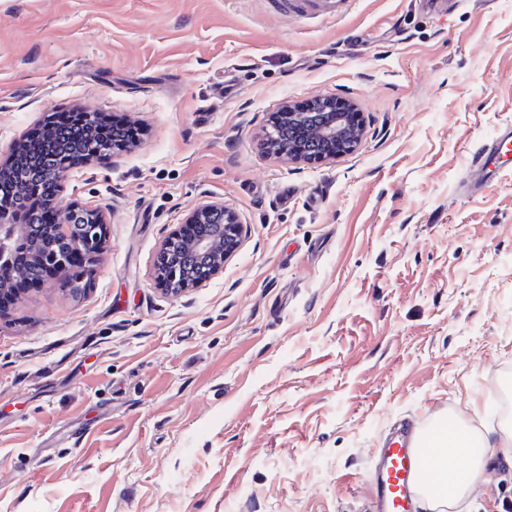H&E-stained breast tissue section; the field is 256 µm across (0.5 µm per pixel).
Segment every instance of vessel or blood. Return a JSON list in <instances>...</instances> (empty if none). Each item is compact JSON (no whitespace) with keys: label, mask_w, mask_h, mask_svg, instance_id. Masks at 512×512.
Returning <instances> with one entry per match:
<instances>
[{"label":"vessel or blood","mask_w":512,"mask_h":512,"mask_svg":"<svg viewBox=\"0 0 512 512\" xmlns=\"http://www.w3.org/2000/svg\"><path fill=\"white\" fill-rule=\"evenodd\" d=\"M349 0H276L273 11L284 17H329L345 10ZM512 151V129L496 141L476 148L467 170L466 186L476 192L499 180L507 170L503 162ZM378 464L371 474L376 512H414L416 498L432 465L433 450L423 435L404 429L401 438L382 445Z\"/></svg>","instance_id":"1"}]
</instances>
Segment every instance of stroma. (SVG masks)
<instances>
[{"label":"stroma","mask_w":512,"mask_h":512,"mask_svg":"<svg viewBox=\"0 0 512 512\" xmlns=\"http://www.w3.org/2000/svg\"><path fill=\"white\" fill-rule=\"evenodd\" d=\"M336 95L354 150L268 155L278 109ZM74 107L143 134L70 169L109 214L85 295L0 317V512H364L401 421L512 432V169L463 186L512 127V0H0V158ZM207 199L240 243L171 297L160 246ZM480 470L452 512H512V449ZM273 12L289 17H329L333 18L345 10L352 0H275ZM512 129L501 131L494 143L476 148L471 153L467 169V188L476 192L499 180L508 167L503 162L507 152L511 151Z\"/></svg>","instance_id":"stroma-1"}]
</instances>
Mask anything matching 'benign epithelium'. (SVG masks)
<instances>
[{
  "mask_svg": "<svg viewBox=\"0 0 512 512\" xmlns=\"http://www.w3.org/2000/svg\"><path fill=\"white\" fill-rule=\"evenodd\" d=\"M349 102L334 97L317 98L311 102L308 112H290L288 121L313 123L312 131L305 134V142L284 150L276 146V135L269 133V151L276 156H288L292 160H316L330 157L325 144L334 141L339 151L352 149L360 139V128L355 126L353 114L345 110ZM69 167L64 153L53 156L52 166L42 175L45 186H55L56 195L53 207L56 208L57 221L53 224L50 244L40 241L34 243L30 252V266L21 267L16 273L31 277L47 268L62 270L71 260L74 252L82 254L88 261L87 267L93 268L99 262L104 250L107 235V223L103 210L87 202L64 200ZM224 217V247H218L204 234L191 240L182 237L181 229L173 230L165 239L157 260L158 282L171 297H178L190 288H198L203 281L188 282L180 268L169 262L168 251L180 245L192 254L204 269L205 278L223 272L224 260L236 250L242 232L241 221L224 209V203L206 201L200 204L189 216L188 223L202 224L212 216ZM81 225V234L71 235L73 225ZM26 232V226L16 224L12 218L0 213V244L8 243Z\"/></svg>",
  "mask_w": 512,
  "mask_h": 512,
  "instance_id": "obj_1",
  "label": "benign epithelium"
}]
</instances>
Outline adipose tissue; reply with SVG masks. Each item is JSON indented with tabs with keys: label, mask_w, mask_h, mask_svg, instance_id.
Here are the masks:
<instances>
[{
	"label": "adipose tissue",
	"mask_w": 512,
	"mask_h": 512,
	"mask_svg": "<svg viewBox=\"0 0 512 512\" xmlns=\"http://www.w3.org/2000/svg\"><path fill=\"white\" fill-rule=\"evenodd\" d=\"M430 443L434 450V464L424 497L429 506L435 508L444 501H457L475 486L480 476L476 460L486 448L491 447L492 442L443 421L433 428ZM452 454L465 461L464 467L453 473L448 470V457Z\"/></svg>",
	"instance_id": "adipose-tissue-1"
}]
</instances>
